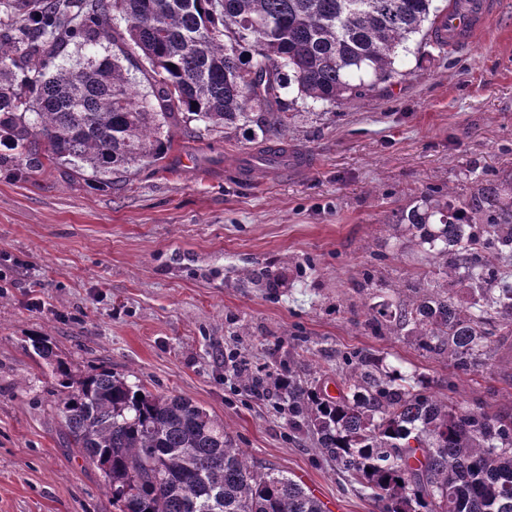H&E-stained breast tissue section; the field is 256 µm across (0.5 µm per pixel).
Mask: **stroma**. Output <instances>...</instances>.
Here are the masks:
<instances>
[{
  "mask_svg": "<svg viewBox=\"0 0 512 512\" xmlns=\"http://www.w3.org/2000/svg\"><path fill=\"white\" fill-rule=\"evenodd\" d=\"M398 78L361 99L284 97L298 174L230 182L226 162L260 152L242 129L170 126L169 153L113 176L69 164L0 167V512H117L103 471L66 448L58 387L30 338L48 336L81 371L105 366L153 393L223 419L256 465L287 474L328 512H375L273 401L254 396L238 362L280 378L334 381L352 350L425 376L436 395L512 412V345L463 374L413 342L377 336L353 283L428 279L386 244L393 210L436 188L462 198L512 177V0L447 54H402ZM288 269L284 288L242 285L243 267Z\"/></svg>",
  "mask_w": 512,
  "mask_h": 512,
  "instance_id": "35a3bbf8",
  "label": "stroma"
}]
</instances>
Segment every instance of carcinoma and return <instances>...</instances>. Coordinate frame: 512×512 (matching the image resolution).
I'll return each instance as SVG.
<instances>
[{"mask_svg": "<svg viewBox=\"0 0 512 512\" xmlns=\"http://www.w3.org/2000/svg\"><path fill=\"white\" fill-rule=\"evenodd\" d=\"M17 22L0 31V153L91 171L101 185L165 158L164 128L190 119L204 130L247 129L286 151L284 91L341 105L400 75L411 39L438 52L446 7L435 0H10ZM151 67L138 94L120 57L100 56L111 17ZM89 48L73 65L66 48ZM389 236L435 269L397 299L377 298L373 271L358 291L373 300L365 324L404 336L458 372L485 364L512 337V180H487L461 202L431 195L426 210L398 209ZM242 283L277 288L282 274L239 271ZM463 286V300L450 294ZM53 366L57 416L68 447L101 467L118 512H324L292 478L256 466L224 422L175 395L154 394L104 367L82 374L48 339L30 338ZM337 395L288 380V417L316 436L378 512H512V414L436 396L415 372L358 350L336 367Z\"/></svg>", "mask_w": 512, "mask_h": 512, "instance_id": "cac0c4a2", "label": "carcinoma"}]
</instances>
